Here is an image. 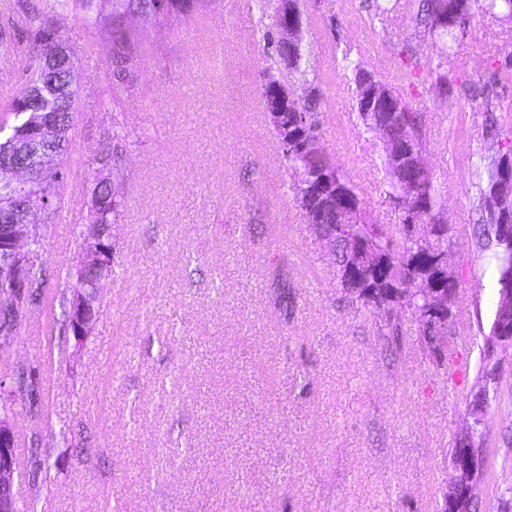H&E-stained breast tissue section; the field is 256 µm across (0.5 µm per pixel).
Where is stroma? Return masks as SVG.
<instances>
[{
    "mask_svg": "<svg viewBox=\"0 0 512 512\" xmlns=\"http://www.w3.org/2000/svg\"><path fill=\"white\" fill-rule=\"evenodd\" d=\"M418 0H299L306 76L272 44L280 0H210L145 30L124 61L95 47L82 12L52 22L77 63L82 103L62 167L68 193L35 263L68 268L86 245L90 162L119 144L114 273L92 336L43 333L10 360L38 364V420L17 403L14 490L29 512H438L456 435L481 417L485 471L474 512H512V347L485 348L499 302L490 250L474 237L481 177L512 137V81L486 131L476 85L512 55V22L476 12L454 36L418 26ZM420 118L424 164L450 228L459 294L456 393L409 313L402 352L344 291L294 199L267 116L268 77L322 93L319 140L376 223L398 225L379 136L357 111L354 67ZM294 298L282 316L272 288ZM487 389L475 408L473 396Z\"/></svg>",
    "mask_w": 512,
    "mask_h": 512,
    "instance_id": "obj_1",
    "label": "stroma"
}]
</instances>
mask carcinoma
<instances>
[{
	"label": "carcinoma",
	"mask_w": 512,
	"mask_h": 512,
	"mask_svg": "<svg viewBox=\"0 0 512 512\" xmlns=\"http://www.w3.org/2000/svg\"><path fill=\"white\" fill-rule=\"evenodd\" d=\"M420 24L431 36L453 35L457 29L470 25L474 10L498 14L507 21H512V0H421ZM74 7L84 11L93 19V28L99 34L102 44L119 53L130 47L142 46L139 34L130 31L121 19L122 13L132 11L145 19L154 21L163 17L161 0H73ZM41 14L27 15L16 23V30L28 34L32 41H37L49 26ZM291 73L306 76L303 68L302 48L288 50V55L280 56ZM27 81L18 95L7 101L0 108V170L12 164L26 162L31 167H40V159L35 154L22 156L16 150L6 151V145L40 119L56 117L63 127L75 125L78 114L77 91L75 88L76 69L63 67L54 75H45L40 52L33 46L24 63ZM386 96L399 106V121L387 128L388 136L394 140L405 141L416 151L424 148L420 126L416 113L409 104L392 89H386ZM320 93L316 87L304 103L297 106L301 117L298 143L286 155L288 171L292 177L295 199L305 211L309 224L317 236L329 241L336 253V267L339 272L351 264L354 259L353 241L365 240L378 256L382 267L368 275L372 291L363 298L355 299L359 303L357 310L363 317L369 318L381 312V308L391 305L393 291L405 293L404 304L419 326L422 348L432 360L443 365L453 361L450 352L448 333L450 325L443 320L428 317L431 303L429 298L408 292L407 283L416 277L432 275V261L436 253L448 248V238L440 235V221L435 212L434 186L431 175L424 176V188L420 210L414 217L418 229L408 227L407 218H402V228L395 230L386 224L374 222L361 204L350 179L340 170L333 159L310 147V142L318 137L320 127L319 106ZM326 167L335 173L336 186L349 192L343 209L320 211L304 201L302 185L304 179L320 167ZM385 172L392 189V195L400 194L411 180L410 172L398 167L385 156ZM65 193L64 182L48 176L37 180L26 195L17 192L9 181L0 176V225L14 222L16 211L22 205L31 203L49 206L45 222L36 224L31 230L34 244L39 245L53 224L58 210L62 207ZM480 236L486 238V247L494 248L493 256L497 263L500 288L512 286V253H507L499 244L498 224L501 223L500 211L512 205V181L501 179L498 161H493L485 168L484 186L480 190ZM91 197L95 199V208L90 210V223L110 225L120 214V201L112 193V183L102 177L94 180ZM80 274L81 279L92 281L103 275L110 276L113 268L99 270L84 266L77 260L69 268L68 276Z\"/></svg>",
	"instance_id": "1"
}]
</instances>
